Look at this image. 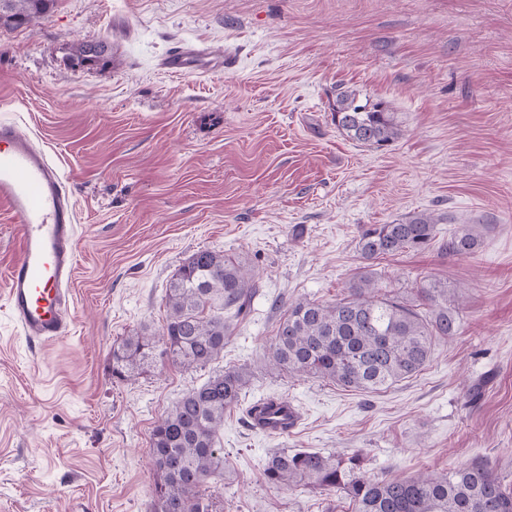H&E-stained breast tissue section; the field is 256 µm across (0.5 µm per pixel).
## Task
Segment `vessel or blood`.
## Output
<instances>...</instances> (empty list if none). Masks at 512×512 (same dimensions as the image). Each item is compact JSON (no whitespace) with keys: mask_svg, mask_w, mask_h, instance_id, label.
<instances>
[{"mask_svg":"<svg viewBox=\"0 0 512 512\" xmlns=\"http://www.w3.org/2000/svg\"><path fill=\"white\" fill-rule=\"evenodd\" d=\"M233 56L211 57L201 46L179 44L162 59L163 68L186 73L208 66L234 67ZM0 205L20 224V255L7 277V303L29 339H61L69 329L71 285L78 267L77 210L60 171L48 155L11 121H0ZM299 412L288 399L268 407L252 404V430L285 434Z\"/></svg>","mask_w":512,"mask_h":512,"instance_id":"obj_1","label":"vessel or blood"}]
</instances>
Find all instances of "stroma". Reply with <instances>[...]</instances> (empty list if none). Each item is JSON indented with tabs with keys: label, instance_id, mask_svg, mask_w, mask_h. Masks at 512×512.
Wrapping results in <instances>:
<instances>
[{
	"label": "stroma",
	"instance_id": "obj_1",
	"mask_svg": "<svg viewBox=\"0 0 512 512\" xmlns=\"http://www.w3.org/2000/svg\"><path fill=\"white\" fill-rule=\"evenodd\" d=\"M92 39L121 64L73 66ZM180 43L237 64L163 69ZM345 90L389 103L390 145L337 131ZM0 119L67 176L80 245L68 334L29 340L6 299L20 227L0 209V512H153V428L232 368L250 381L220 434L223 512H352L341 495L267 484L283 450L357 453L374 479L484 461L512 489V0H58L0 29ZM415 213L441 219L429 249L362 258L363 227ZM467 226L474 254H448ZM199 250L258 284L223 357L113 378V344L161 330L169 282ZM366 270L409 301L447 286L457 336L378 393L269 371L289 302H335ZM268 397L297 406L295 429L249 428L247 407Z\"/></svg>",
	"mask_w": 512,
	"mask_h": 512
}]
</instances>
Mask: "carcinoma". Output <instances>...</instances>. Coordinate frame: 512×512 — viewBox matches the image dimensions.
I'll return each mask as SVG.
<instances>
[{
  "label": "carcinoma",
  "mask_w": 512,
  "mask_h": 512,
  "mask_svg": "<svg viewBox=\"0 0 512 512\" xmlns=\"http://www.w3.org/2000/svg\"><path fill=\"white\" fill-rule=\"evenodd\" d=\"M58 0H0V27L20 28L49 17ZM76 66H107L112 46L103 40L79 43ZM332 121L344 136L367 146H384L398 136L389 105L358 102L352 91L336 98ZM439 219L413 214L393 224L362 229L359 249L373 260L424 251L435 241ZM479 234L465 229L445 249L473 255ZM256 281L243 265L222 254L200 250L178 268L166 291V322L158 333L138 332L112 347V377L124 379L158 356L183 369L204 367L224 354L230 325L224 311L247 313ZM434 305L422 317L414 305L381 295L371 273L362 272L347 296L332 305L310 300L288 304L269 347V367L290 376H315L367 393L388 389L419 373L437 340L457 335L456 312L448 289L420 288ZM249 373L226 370L186 393L154 427L149 453L156 473L154 512H217L205 485L224 478L219 435L224 413L234 408ZM267 482L278 488L303 485L339 492L353 512H512V491L484 463L475 461L448 474L373 480L357 455L276 452L268 459Z\"/></svg>",
  "instance_id": "cac0c4a2"
}]
</instances>
